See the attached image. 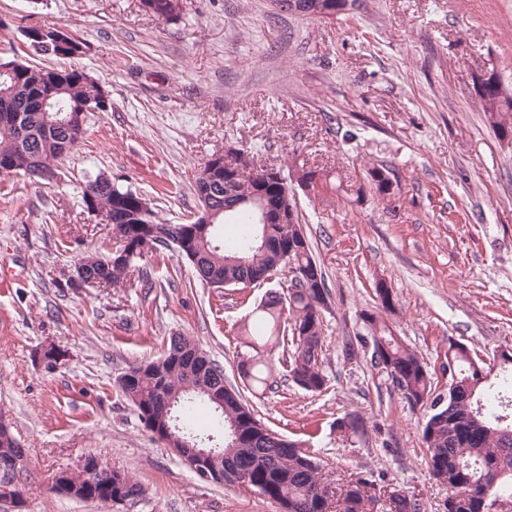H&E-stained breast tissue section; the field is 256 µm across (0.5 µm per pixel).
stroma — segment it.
<instances>
[{"label": "stroma", "instance_id": "stroma-1", "mask_svg": "<svg viewBox=\"0 0 512 512\" xmlns=\"http://www.w3.org/2000/svg\"><path fill=\"white\" fill-rule=\"evenodd\" d=\"M180 4L166 19L141 0H0V57L36 62L21 27L58 25L86 45L71 67L91 72L112 103L89 113L56 184L0 176V412L27 450L26 512H280L251 488L199 479L116 387L176 334L239 384L244 327L279 282L217 290L171 250L138 260L149 289L135 275L117 288L72 280L77 254L113 245L83 205L84 173H104L180 224L197 209L203 163L230 147L331 181L296 197L330 291L328 389L313 395L283 379L248 403L280 434L308 441L328 486L364 477L440 512L447 490L424 460L425 411L372 368L360 316L384 282L388 321L441 393L449 342L484 359L512 348V142L496 137L473 89L492 68L512 88V0H355L326 19L273 0ZM369 163L393 169V201L367 189ZM48 344L66 353L52 371L37 359ZM348 413L363 418L362 434L337 431ZM87 455L143 495L111 505L50 494L56 472Z\"/></svg>", "mask_w": 512, "mask_h": 512}]
</instances>
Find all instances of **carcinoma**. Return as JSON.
<instances>
[{
	"mask_svg": "<svg viewBox=\"0 0 512 512\" xmlns=\"http://www.w3.org/2000/svg\"><path fill=\"white\" fill-rule=\"evenodd\" d=\"M152 13L171 18L179 14V0H152ZM354 0H286L288 11L322 18L327 11L339 14ZM32 52L56 58H77L84 43L69 37L60 45L46 47L37 42L30 29L22 30ZM14 77H0V162L14 175L32 177L41 170L58 176L61 161L75 153L86 129H68L51 123L80 111V104L101 89L90 73L72 67L52 68L17 60ZM489 84L479 102L488 125L502 141H512V91L493 70L484 72ZM50 99L48 111L40 100ZM392 170L381 165L367 168L370 190L384 200L395 195ZM256 191L254 181L240 178L232 183L219 181L216 193L243 204L219 215L207 239L192 246L193 255H178L193 261L201 282L233 277L232 287H244L257 274L271 279L293 262L314 267L319 276L299 288L270 291L252 310L253 321L261 332L248 334L246 344L253 354L247 367L240 368L246 389L257 393L273 390L275 353L282 354L287 376L299 388L313 394L326 389L322 356L325 350L324 312L329 310L330 292L325 273L315 259L302 215L295 198L283 206L279 224H256L254 205L249 200ZM97 207L102 218L112 219L118 246L112 253H86L77 263L117 287L127 280L133 263L147 252L170 249L166 238L172 225L163 222L143 195L122 189L112 182L98 188ZM234 224L240 234L233 241L224 238V226ZM292 254H287L288 249ZM363 342L371 348L370 364L392 378L402 397L412 406L425 408L422 429L425 460L433 477L448 488L443 512H490L482 497L489 474L500 473L495 494L502 503L512 500V422L504 424V409L512 406V373L500 384H486L480 377L479 363L469 349L449 342L448 370L456 381L448 396L436 392L432 376L418 355L378 312L361 315ZM185 336L170 337L164 355L156 360L129 367L119 391L138 411L151 431L165 426L191 443L219 431L222 433L224 463L249 477L247 486L277 503L280 512H328L329 489L324 485L320 464L305 442L280 436L257 418L254 409L243 402L240 391L224 396V407L216 410L199 387H223L224 369L202 356L201 371L188 368ZM372 484L360 477L346 484L336 497V512H366V504L376 501ZM142 486L129 476L112 472V499L134 500L142 496ZM389 512H426L418 498L404 495L389 499Z\"/></svg>",
	"mask_w": 512,
	"mask_h": 512,
	"instance_id": "obj_1",
	"label": "carcinoma"
}]
</instances>
